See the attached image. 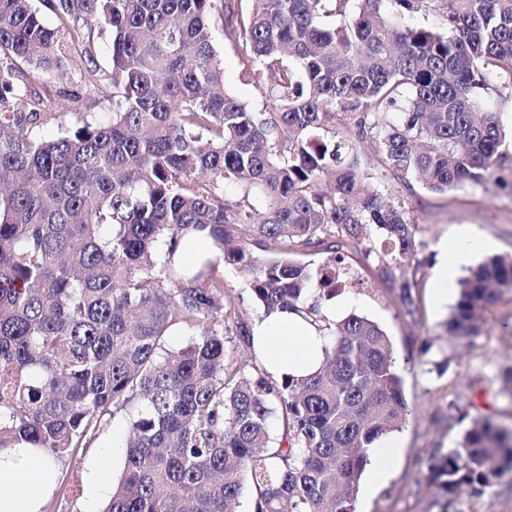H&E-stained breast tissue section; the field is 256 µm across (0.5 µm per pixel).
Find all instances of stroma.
Instances as JSON below:
<instances>
[{
  "label": "stroma",
  "mask_w": 512,
  "mask_h": 512,
  "mask_svg": "<svg viewBox=\"0 0 512 512\" xmlns=\"http://www.w3.org/2000/svg\"><path fill=\"white\" fill-rule=\"evenodd\" d=\"M214 47L224 63L227 90L252 110L264 111L268 105L264 94L240 78V58L222 39H215ZM84 68L82 58L71 62L70 77L61 84L54 106L55 120L44 127L46 134L56 133L58 125L73 126L80 120L82 113L71 92ZM385 191L404 200L418 218L416 253L410 261L390 267L374 255L355 256L353 275L335 300L351 303L353 313L378 322L388 332L411 414L390 435L396 445L392 477L374 491H359L356 512H512V473L479 495L463 490L445 497L424 480L428 457L456 448L472 419L489 418L512 426V398L504 392L500 377L502 368L512 364V334L501 329L504 320H512V294H503L483 309L480 334L467 339L449 336L443 327L456 294H449L444 303L434 298L443 242L469 236L478 245L472 257L476 264L512 253V196L468 187L434 193L418 186L409 192L396 183L387 184ZM391 276L413 282L416 318L400 311L387 282ZM127 424V413L116 414L93 450L56 461V473L65 478L68 491L51 495L42 512H98L104 498L92 493L91 477L97 470L113 481L120 477Z\"/></svg>",
  "instance_id": "obj_1"
}]
</instances>
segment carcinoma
Listing matches in <instances>:
<instances>
[{"mask_svg":"<svg viewBox=\"0 0 512 512\" xmlns=\"http://www.w3.org/2000/svg\"><path fill=\"white\" fill-rule=\"evenodd\" d=\"M215 2L272 111L226 89ZM383 2L0 0V451L76 456L134 405L102 512H238L246 484L253 512H356L408 404L390 336L365 316L331 321L319 301L349 255L414 252L418 224L380 185L512 194V127L492 111L512 101V0ZM431 13L439 24L404 23ZM91 19L112 33L104 66ZM76 54V97L112 91L111 116L45 135ZM190 231L217 248L192 275L166 259ZM313 255L323 263L301 260ZM220 261L265 315L294 311L329 338L319 371L278 381L228 354L225 337L249 348L252 333L213 277ZM391 289L414 317L410 281ZM504 293L511 253L460 280L448 335H473ZM177 330L185 342L165 347ZM507 472L512 430L475 419L425 478L480 495Z\"/></svg>","mask_w":512,"mask_h":512,"instance_id":"carcinoma-1","label":"carcinoma"}]
</instances>
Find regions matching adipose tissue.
<instances>
[{"label": "adipose tissue", "mask_w": 512, "mask_h": 512, "mask_svg": "<svg viewBox=\"0 0 512 512\" xmlns=\"http://www.w3.org/2000/svg\"><path fill=\"white\" fill-rule=\"evenodd\" d=\"M253 348L263 369L274 379L290 375L305 378L323 359L328 339L302 315L282 312L256 321L252 326ZM27 469L12 463L13 451L0 454V512H40L50 492L54 463L41 451L29 448Z\"/></svg>", "instance_id": "adipose-tissue-1"}]
</instances>
